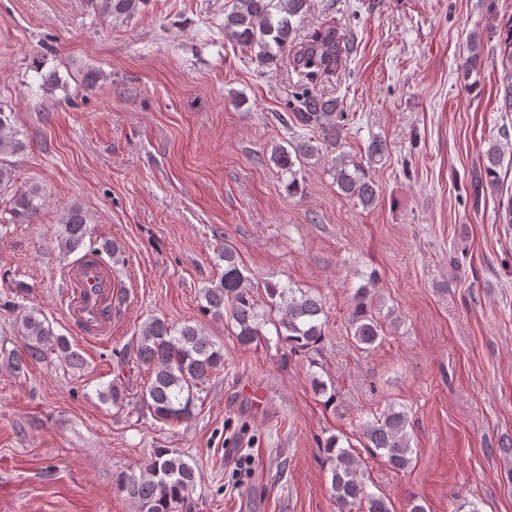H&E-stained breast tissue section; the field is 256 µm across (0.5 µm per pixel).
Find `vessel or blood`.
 <instances>
[{"mask_svg": "<svg viewBox=\"0 0 512 512\" xmlns=\"http://www.w3.org/2000/svg\"><path fill=\"white\" fill-rule=\"evenodd\" d=\"M71 288L66 297V311L82 334L96 340H104L109 335L111 324L107 321L90 323L99 289H111L112 278L101 263H82L70 270Z\"/></svg>", "mask_w": 512, "mask_h": 512, "instance_id": "1", "label": "vessel or blood"}]
</instances>
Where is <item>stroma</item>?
Masks as SVG:
<instances>
[{
	"label": "stroma",
	"mask_w": 512,
	"mask_h": 512,
	"mask_svg": "<svg viewBox=\"0 0 512 512\" xmlns=\"http://www.w3.org/2000/svg\"><path fill=\"white\" fill-rule=\"evenodd\" d=\"M231 4L147 0L105 22L91 0H0V105L26 143L14 176L44 200L29 224L0 210V344L22 343L6 305L21 284L22 307L83 360L52 357L21 376L0 364V512H141L117 477L141 472L156 448L196 461L191 512H336L318 450L331 436L361 450L362 423L389 401L413 423L412 463L367 458L369 492L394 512L414 500L426 512H512V454L498 450L512 439V224L497 217L512 161L497 192L474 193L483 152L512 132L497 37L512 0H309L294 18L301 34L332 23L355 38L344 70L316 89L349 114L345 151L387 143L369 209L341 195L329 152L298 166L289 193L274 151L304 136L283 121L290 68H260L225 38ZM473 45L481 65L467 78ZM75 206L92 239L119 245L102 259L127 292L106 343L82 335L61 302L82 257L60 246ZM226 244L259 305L270 284L321 301L318 354H291L270 325L269 343L240 348L227 318L204 311ZM370 281L386 327L365 351L348 317ZM154 316L224 349L193 418L172 425L143 409L142 370L129 372L122 404L99 397L117 352ZM315 376L336 387L334 405L314 393ZM241 454L254 459L243 478Z\"/></svg>",
	"instance_id": "1"
}]
</instances>
